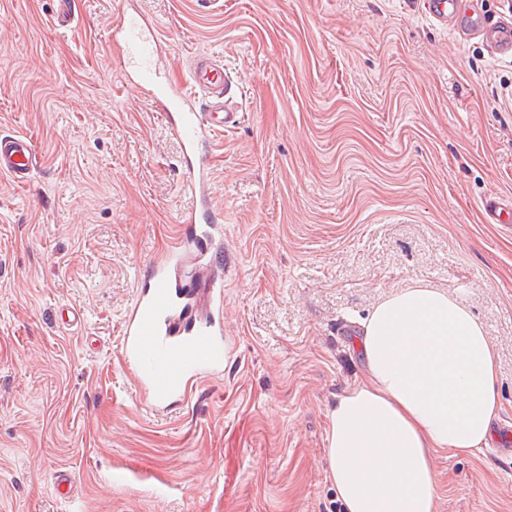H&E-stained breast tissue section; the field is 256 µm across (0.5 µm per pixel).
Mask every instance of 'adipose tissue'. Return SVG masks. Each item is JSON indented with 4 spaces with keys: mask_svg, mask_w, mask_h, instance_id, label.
<instances>
[{
    "mask_svg": "<svg viewBox=\"0 0 512 512\" xmlns=\"http://www.w3.org/2000/svg\"><path fill=\"white\" fill-rule=\"evenodd\" d=\"M355 346L365 376L326 416L343 512H436L434 455L478 451L495 436L496 348L469 308L433 288L377 303Z\"/></svg>",
    "mask_w": 512,
    "mask_h": 512,
    "instance_id": "ef3b65f1",
    "label": "adipose tissue"
}]
</instances>
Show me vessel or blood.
Returning a JSON list of instances; mask_svg holds the SVG:
<instances>
[{"instance_id": "vessel-or-blood-1", "label": "vessel or blood", "mask_w": 512, "mask_h": 512, "mask_svg": "<svg viewBox=\"0 0 512 512\" xmlns=\"http://www.w3.org/2000/svg\"><path fill=\"white\" fill-rule=\"evenodd\" d=\"M426 13L447 23L458 13L454 0H425ZM468 30L479 34L496 56L512 57V17L475 16ZM112 39L122 44L123 78L159 104L168 124L182 142L180 167L192 193L207 179L202 147L215 134L237 127L240 112L224 67L211 53L196 54L186 84L175 88L161 80L151 64L161 36L143 29L138 19L120 15ZM37 164L36 146L26 133L0 136V174L24 182ZM185 225L168 254L146 266L123 319L122 357L150 413L161 415L190 401L200 384L223 376L234 350L224 333V219L200 202L186 212ZM194 257L207 295L182 282L179 272Z\"/></svg>"}]
</instances>
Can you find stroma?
<instances>
[{
  "instance_id": "1",
  "label": "stroma",
  "mask_w": 512,
  "mask_h": 512,
  "mask_svg": "<svg viewBox=\"0 0 512 512\" xmlns=\"http://www.w3.org/2000/svg\"><path fill=\"white\" fill-rule=\"evenodd\" d=\"M57 10L0 0V135L39 154L26 184L0 175V512H321L355 323L417 286L483 324L512 430V223L485 211L512 207V57L420 0H80L66 29ZM123 10L161 31L170 82L197 51L223 61L243 114L206 148L234 359L165 417L122 322L196 199L179 137L121 80ZM432 465L437 512H512V440Z\"/></svg>"
}]
</instances>
